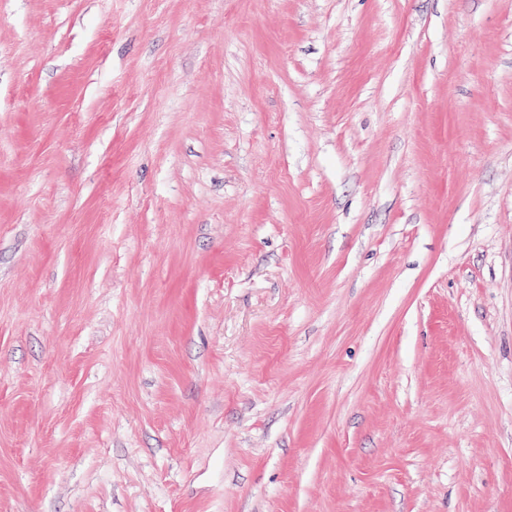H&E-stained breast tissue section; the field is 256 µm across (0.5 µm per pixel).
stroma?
Segmentation results:
<instances>
[{
  "label": "stroma",
  "instance_id": "stroma-1",
  "mask_svg": "<svg viewBox=\"0 0 512 512\" xmlns=\"http://www.w3.org/2000/svg\"><path fill=\"white\" fill-rule=\"evenodd\" d=\"M0 512H512V0H0Z\"/></svg>",
  "mask_w": 512,
  "mask_h": 512
}]
</instances>
